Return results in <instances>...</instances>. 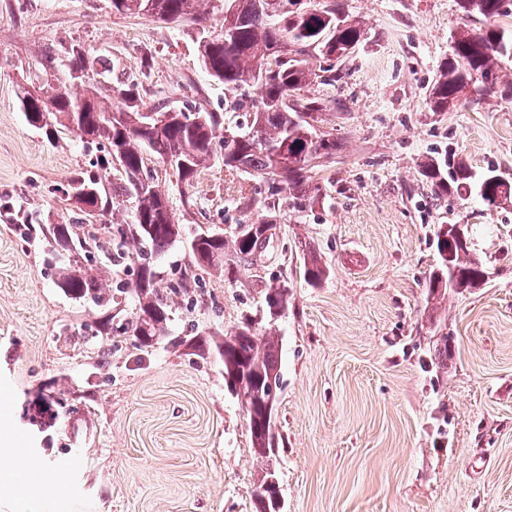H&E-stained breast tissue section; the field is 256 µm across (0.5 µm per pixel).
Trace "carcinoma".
Masks as SVG:
<instances>
[{
  "label": "carcinoma",
  "instance_id": "carcinoma-1",
  "mask_svg": "<svg viewBox=\"0 0 512 512\" xmlns=\"http://www.w3.org/2000/svg\"><path fill=\"white\" fill-rule=\"evenodd\" d=\"M205 0H110L120 14H149L165 22L194 20L205 23ZM302 0H238L232 16L222 15L219 32L198 42L197 55L207 74L233 92L224 98V112L243 116L245 129L224 138L223 112L183 110L163 103L147 105L142 82H125L117 65L94 56L80 45L68 49L64 60L48 50L38 69L49 78L58 66L66 75L58 86L33 93L18 88L17 97L29 126L41 131L51 144L74 134L87 144L100 146L87 167L74 169L59 198L74 214L68 224H42L22 206L6 199L0 217L26 242H36L55 268L54 285L70 301L99 312L91 336L97 339L94 368L112 365V354L131 347L143 351L168 335L173 298L196 308L203 303L204 275L227 272L229 254L244 261L262 253L267 224L277 223L282 193L301 205L321 196L310 172L320 159L336 156V135L320 130L325 104L300 91L320 78L315 60L326 59L356 46L363 31L345 13L342 0H319L300 7ZM466 16L489 20L502 15L506 0H457ZM512 56V33L493 27L464 28L454 37L452 53L438 71L428 100L432 111L446 112L466 93L484 95L498 90L495 61ZM88 70L81 82L92 88L81 95L68 84L67 74ZM254 88L257 95L247 92ZM221 152H215V143ZM154 158L172 170L177 182L190 186L198 173L217 162L227 171L244 172L263 180L268 191L258 203L262 215L242 224L230 235L216 229H199L186 235L175 219L169 196L159 182L145 174L146 161ZM421 180L436 194L471 190L472 173L462 161L443 152L421 165ZM488 207L512 198V181L489 169L475 184ZM134 206L121 222L114 212L124 199ZM187 244L190 263L177 284L160 288V272L153 259L178 244ZM433 245L440 266L429 276L428 295L444 288H473L488 278L482 264L470 255L468 236L437 229ZM138 263L135 279L112 275V269ZM304 278L312 286L327 275L326 266L313 251L303 257ZM135 311L121 330L112 327V305L127 299ZM268 331L257 335L249 316L226 333L199 334L189 347L200 356L215 353L224 365V384L247 404L254 455L263 467L257 485L274 476L272 457L277 442L268 415L265 392L280 385V344L275 323L278 311L288 307V289L272 287L266 293ZM31 424L46 431L60 420L93 421L90 399L76 401L67 381L58 378L29 403Z\"/></svg>",
  "mask_w": 512,
  "mask_h": 512
}]
</instances>
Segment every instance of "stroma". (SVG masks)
Listing matches in <instances>:
<instances>
[{
    "label": "stroma",
    "instance_id": "1",
    "mask_svg": "<svg viewBox=\"0 0 512 512\" xmlns=\"http://www.w3.org/2000/svg\"><path fill=\"white\" fill-rule=\"evenodd\" d=\"M364 38L340 83L318 82L335 159L314 176L318 203L285 206L268 249L235 278L210 277L209 308H174L169 334L141 352L92 366V346H63L61 325L93 324L55 287L41 248L0 222V448L26 449L51 480L0 493V512H256L261 467L240 402L218 358L178 338L227 332L242 314L267 324V288L287 284L282 387L275 406L283 512H512V202L439 197L418 166L448 149L475 175L512 179V99L492 94L430 111L438 66L464 27H483L456 0H344ZM204 31L112 12L109 0H0V198L45 224L66 221L49 195L97 155L79 138L50 145L27 125L17 86L46 49L78 44L120 63L124 79L151 66V98L217 112L224 86L201 68ZM150 169L188 229L225 233L256 220L263 181L216 165L192 187L162 163ZM441 224L467 225L483 284L430 297ZM315 248L328 276L313 288L302 254ZM448 340V357L436 346ZM93 395L96 424L62 445L26 419L25 402L59 375Z\"/></svg>",
    "mask_w": 512,
    "mask_h": 512
}]
</instances>
